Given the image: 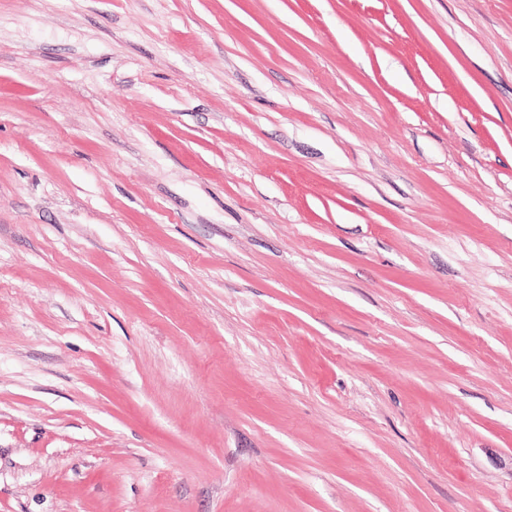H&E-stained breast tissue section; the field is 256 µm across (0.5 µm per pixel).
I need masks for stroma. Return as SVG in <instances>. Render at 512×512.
I'll list each match as a JSON object with an SVG mask.
<instances>
[{"label":"stroma","mask_w":512,"mask_h":512,"mask_svg":"<svg viewBox=\"0 0 512 512\" xmlns=\"http://www.w3.org/2000/svg\"><path fill=\"white\" fill-rule=\"evenodd\" d=\"M0 512H512V0H0Z\"/></svg>","instance_id":"1"}]
</instances>
